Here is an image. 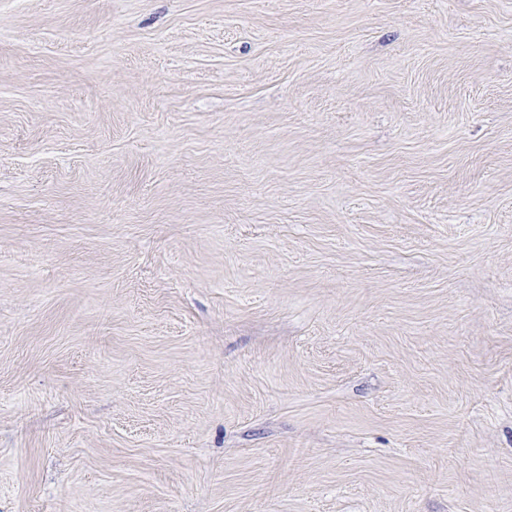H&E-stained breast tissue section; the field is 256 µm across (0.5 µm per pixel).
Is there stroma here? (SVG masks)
Here are the masks:
<instances>
[{
  "label": "stroma",
  "instance_id": "obj_1",
  "mask_svg": "<svg viewBox=\"0 0 512 512\" xmlns=\"http://www.w3.org/2000/svg\"><path fill=\"white\" fill-rule=\"evenodd\" d=\"M0 512H512V0H0Z\"/></svg>",
  "mask_w": 512,
  "mask_h": 512
}]
</instances>
